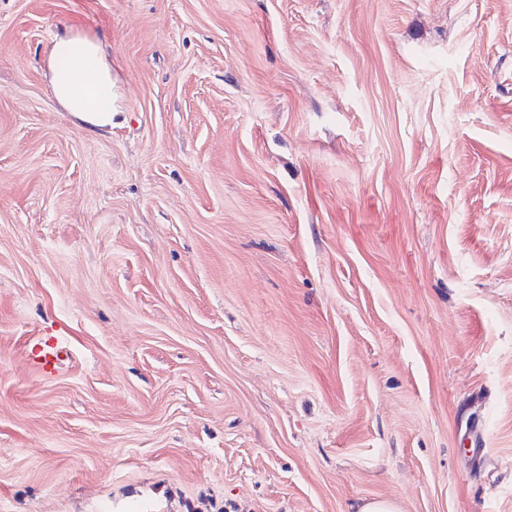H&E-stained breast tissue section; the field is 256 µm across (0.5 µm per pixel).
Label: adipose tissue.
I'll return each mask as SVG.
<instances>
[{
    "mask_svg": "<svg viewBox=\"0 0 512 512\" xmlns=\"http://www.w3.org/2000/svg\"><path fill=\"white\" fill-rule=\"evenodd\" d=\"M45 76L64 111L91 128L111 130L122 108L112 59L101 39L61 29L50 45Z\"/></svg>",
    "mask_w": 512,
    "mask_h": 512,
    "instance_id": "adipose-tissue-1",
    "label": "adipose tissue"
}]
</instances>
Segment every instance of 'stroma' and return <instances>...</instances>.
Returning <instances> with one entry per match:
<instances>
[{
    "mask_svg": "<svg viewBox=\"0 0 512 512\" xmlns=\"http://www.w3.org/2000/svg\"><path fill=\"white\" fill-rule=\"evenodd\" d=\"M377 499L512 512V0H0V512ZM45 77L65 112L93 130L112 131L123 110L112 58L101 39L65 26L50 45ZM35 351L29 357L31 363L44 373H53L61 364V351L50 339L39 336L36 339Z\"/></svg>",
    "mask_w": 512,
    "mask_h": 512,
    "instance_id": "1",
    "label": "stroma"
}]
</instances>
